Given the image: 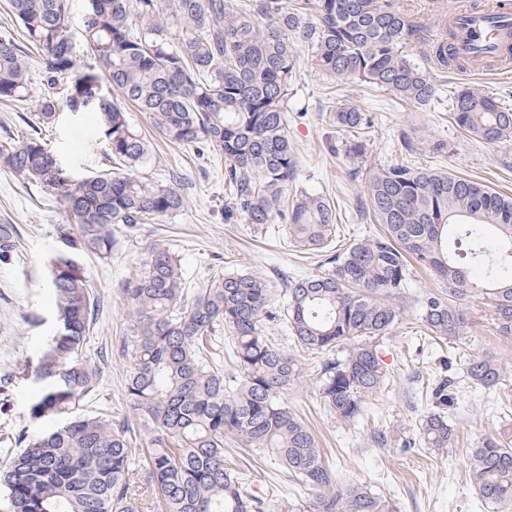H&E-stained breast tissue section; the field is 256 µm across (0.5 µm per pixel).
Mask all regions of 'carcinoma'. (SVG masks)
<instances>
[{"label":"carcinoma","instance_id":"cac0c4a2","mask_svg":"<svg viewBox=\"0 0 512 512\" xmlns=\"http://www.w3.org/2000/svg\"><path fill=\"white\" fill-rule=\"evenodd\" d=\"M5 4L19 32L0 37L1 101L31 100L39 128L53 124L61 107L100 92L104 80L119 95L95 109L116 173L72 178L40 137H0V173L53 191L74 220L55 228L60 248L48 271L56 333L38 368L47 385L30 408L32 418L58 426L20 435L19 452L0 462L9 512H262L264 498L225 459L227 436L273 457L314 492L302 502L278 499L276 512H398L367 484L337 487L315 436L285 402L302 377L301 363L264 325L287 312L294 347L322 358L321 401L337 419L356 421L386 382L378 339L402 318L396 298L408 287L410 266L441 284L419 298L422 322L435 338L451 343L462 336L469 321L463 301L477 287L500 335L512 336V196L447 171L380 165L367 176L366 209L384 236L334 248V204L320 194L291 204L286 197L297 175L287 122L294 48H311L310 65L324 74L426 106L440 100L435 71L464 68L454 19L446 41L430 43L399 0H313L312 22L288 0H90L93 19L83 22L82 36L91 67L72 53L69 0ZM410 44L424 47L434 69L403 55ZM33 50L47 71L46 92L37 96L30 92ZM59 78L71 81L63 101L55 92ZM126 102L148 113L166 140L224 156L225 219L260 230L284 216L294 242L329 254L330 264L324 273L289 279L279 306L261 276L222 274L191 289L174 252L150 249L121 283L127 334L119 351L129 358L125 396L144 433L139 449L131 447L128 422L79 413L100 377L84 356L98 298L79 258L108 259L117 230L159 224L185 206L174 185L136 174L151 144L131 124ZM450 114L486 143L512 140V109L493 96L461 87ZM333 121L358 134L349 152L362 155L368 114L344 103ZM489 229L500 243L490 259ZM18 237L16 227L0 226L1 263L13 259ZM457 242L466 244L469 262L484 263L481 283L458 261ZM224 328L233 336L235 363L227 375L217 352ZM342 351L343 358L333 357ZM462 373L492 389L503 369L471 357ZM451 387L448 376L433 378L419 433L427 448L453 442ZM137 458L142 465L135 468ZM469 479L484 501L512 504V429L488 434L472 449Z\"/></svg>","mask_w":512,"mask_h":512}]
</instances>
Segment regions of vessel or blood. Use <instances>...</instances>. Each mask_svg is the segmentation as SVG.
<instances>
[{
	"label": "vessel or blood",
	"instance_id": "vessel-or-blood-1",
	"mask_svg": "<svg viewBox=\"0 0 512 512\" xmlns=\"http://www.w3.org/2000/svg\"><path fill=\"white\" fill-rule=\"evenodd\" d=\"M512 44V7L494 5L468 11L462 21L461 55L496 58L499 50Z\"/></svg>",
	"mask_w": 512,
	"mask_h": 512
}]
</instances>
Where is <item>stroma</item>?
Segmentation results:
<instances>
[{
	"instance_id": "35a3bbf8",
	"label": "stroma",
	"mask_w": 512,
	"mask_h": 512,
	"mask_svg": "<svg viewBox=\"0 0 512 512\" xmlns=\"http://www.w3.org/2000/svg\"><path fill=\"white\" fill-rule=\"evenodd\" d=\"M298 64L291 85L288 136L297 161V177L289 199L322 194L339 212L338 243L350 245L376 237L381 227L364 212L365 172L390 163L422 169H442L482 181L512 193V141L489 144L467 135L450 117L447 103L422 107L397 100L357 82L341 81L316 71L306 46L297 48ZM446 95L470 88L499 98L512 108V71L481 68L441 73ZM367 110L371 126L363 134L362 156L348 151L350 136L336 127L333 115L345 102ZM131 123L155 144L140 176L174 180L186 198L184 211L160 224H145L122 233L111 259L88 258L84 267L95 282L100 311L86 341L85 355L101 370L95 392L82 403L87 415L130 417L125 400L128 358L117 349L126 332V301L121 283L134 273L154 245L179 256L191 287H200L217 273L247 271L265 278L280 294L288 278L320 271L318 254L297 251L286 221L255 230L245 221L224 220V161L214 154L163 139L146 113L130 110ZM49 147L68 173L86 176L110 169L108 146L95 112L65 111L57 124L44 128ZM448 144L446 154L430 152L433 141ZM414 151H407V144ZM360 170L351 178L350 170ZM68 217L56 197L0 175V224L15 225L20 238L11 263H0V458L15 453L17 434H34L51 426L34 420L29 408L43 389L37 371L53 331V299L48 288L47 261L57 246L55 227ZM429 273L415 269L400 301L403 318L381 346L387 370L384 388L371 397L353 423L336 419L318 395L319 358L304 354L301 381L288 393L289 406L319 441L339 484H369L374 493L391 499L399 512H512L478 500L469 476V457L485 435L512 423V337L498 335L491 311L480 294L466 301L469 324L457 342L436 343L419 319L417 296L437 289ZM476 356L496 360L505 369L494 392L487 393L460 380L448 418L455 427L452 448L432 451L418 446L420 423L430 408L426 393L441 373L457 376L461 359ZM231 461L244 469L255 487L278 488L291 500L311 495L288 477L273 460L224 440Z\"/></svg>"
}]
</instances>
